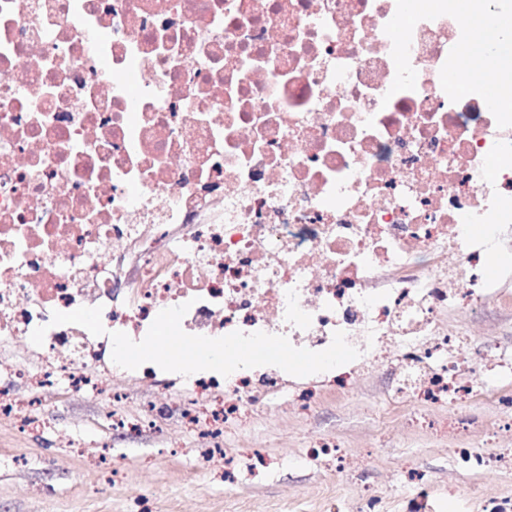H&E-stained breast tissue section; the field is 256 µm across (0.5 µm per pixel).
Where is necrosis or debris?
Listing matches in <instances>:
<instances>
[{
    "mask_svg": "<svg viewBox=\"0 0 512 512\" xmlns=\"http://www.w3.org/2000/svg\"><path fill=\"white\" fill-rule=\"evenodd\" d=\"M458 0H0V419L47 395L121 399L111 332L285 336L360 351L289 380L275 366L161 378L225 484L223 425L313 409L387 364L391 400L486 396L449 330L512 281V108L461 73ZM101 307L105 328L52 324ZM45 327L42 345L29 341Z\"/></svg>",
    "mask_w": 512,
    "mask_h": 512,
    "instance_id": "obj_1",
    "label": "necrosis or debris"
}]
</instances>
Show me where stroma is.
<instances>
[{"instance_id":"obj_1","label":"stroma","mask_w":512,"mask_h":512,"mask_svg":"<svg viewBox=\"0 0 512 512\" xmlns=\"http://www.w3.org/2000/svg\"><path fill=\"white\" fill-rule=\"evenodd\" d=\"M490 325L492 343L512 351V287L478 317L448 315L450 329L467 331L461 352L471 358ZM488 380L493 399L462 407L477 420L464 438L449 432L447 408L388 401L390 377L382 365L370 367L348 397L326 393L308 414L227 425L224 437L233 447L279 462L262 476L242 473L229 491L203 469V443L182 429L178 405H171L165 431L124 435L112 431L95 397L52 398L39 434L22 436L0 422V512H135L143 497L152 512H362L372 496L374 512H512V412L494 403L512 395V377ZM488 421L497 422L495 435H488ZM321 438L336 439L357 468L341 472L307 460L309 443ZM467 441L495 467L462 460L456 450ZM103 442L119 469L112 480L92 463ZM16 456L26 466H15ZM410 472L420 477L412 492L403 487Z\"/></svg>"}]
</instances>
